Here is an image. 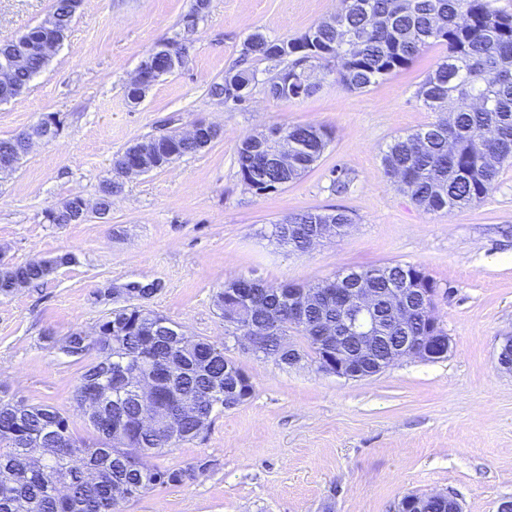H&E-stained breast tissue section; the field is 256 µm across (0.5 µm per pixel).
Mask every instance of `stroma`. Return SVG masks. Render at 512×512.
I'll return each mask as SVG.
<instances>
[{
	"mask_svg": "<svg viewBox=\"0 0 512 512\" xmlns=\"http://www.w3.org/2000/svg\"><path fill=\"white\" fill-rule=\"evenodd\" d=\"M195 0H84L69 37L19 97L0 103V137L42 115L55 138L34 143L0 177V264L66 253L74 262L38 284L0 296V399L49 405L75 435L89 431L74 394L87 364L64 354L74 332L129 305L158 312L187 336L227 346L252 378L245 404L213 412L204 438L154 457L161 467L203 466L180 487L157 486L125 512H397L408 494L456 497L461 512H496L512 497V373L497 351L512 334V166L494 191L465 210L427 213L386 177L381 152L393 137L434 120L415 91L444 55L425 49L405 70L349 92L316 69L320 90L276 101L267 84L277 61L254 58L244 101L208 93L238 61L253 32L302 35L339 0H210L193 26ZM53 0H0V39L22 34ZM193 15V14H192ZM183 44L188 63L160 78L144 100L126 96L158 43ZM202 120L220 136L168 166L125 178L105 218L52 224L45 211L73 196L95 203L131 144ZM292 123L331 127L313 169L276 191L247 186L236 162L243 135ZM349 181L347 192L336 183ZM341 208L355 226L314 250L292 253L269 238L273 223ZM390 262L422 268L441 286L444 359L405 360L365 379L291 368L224 337L214 296L226 280L316 284L337 272Z\"/></svg>",
	"mask_w": 512,
	"mask_h": 512,
	"instance_id": "stroma-1",
	"label": "stroma"
}]
</instances>
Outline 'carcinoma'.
Wrapping results in <instances>:
<instances>
[{"mask_svg": "<svg viewBox=\"0 0 512 512\" xmlns=\"http://www.w3.org/2000/svg\"><path fill=\"white\" fill-rule=\"evenodd\" d=\"M79 0H54L50 15L57 26L38 24L19 40H0V62L18 52L23 56L7 78L0 79V102L19 96L31 78L48 65L45 41L64 42L78 12ZM278 41L260 32L244 43V57L289 59L271 80L274 100H303L321 83L298 90L285 83L291 74L333 62L336 85L363 92L379 80L406 69L427 47L441 45L446 55L419 84L416 97L435 119L416 131L399 136L382 152L386 176L397 190L427 213L464 209L483 201L494 189L500 169L512 165V14L497 11L490 0H340L336 26L320 23L288 40V54L277 51ZM255 80L248 67L224 72V81L211 94L224 102H241L242 91ZM204 133L190 143L174 144L151 137L127 147L144 154L150 163L171 164L195 154L220 135L201 123ZM288 139V167L270 166L280 140ZM332 139L323 125H280L267 132L244 136L238 142L236 162L243 181L259 193L266 186L283 187L306 174L321 158ZM28 151L20 136L0 138V173L9 174ZM123 182L104 184L97 201L107 213ZM76 195L46 211L51 224L75 222ZM353 224L345 210L307 211L272 225L270 237L303 253L301 240L318 224ZM74 261L67 253L23 264L0 267V295L46 279L59 266ZM337 288H434L440 285L416 265L388 263L351 270L335 276ZM294 285L253 286L239 276L224 282L214 303L224 319V335L236 336L250 325L268 331L270 344L263 356L280 353L288 365V351H279L280 338L301 336L306 348L297 354L319 363L317 336L336 326V302L310 301L307 325L300 328L288 311ZM102 333L89 340L80 332L66 338L62 350L69 356L96 352L86 366L76 400L99 401L86 416L92 441L76 437L68 418L49 405L0 401V512H123V505L157 485L183 486L200 470L159 467L149 459L163 450L197 439L213 409H231L227 395L242 369L224 353V347L201 338L180 344L181 327L153 311L131 305L100 322ZM426 320L413 317L404 330L386 331L380 352L400 345L407 336L423 334ZM156 376L157 392L144 399L133 396L115 375ZM164 408L176 418L177 437L168 442L167 430L145 433L138 427L146 410Z\"/></svg>", "mask_w": 512, "mask_h": 512, "instance_id": "obj_1", "label": "carcinoma"}]
</instances>
